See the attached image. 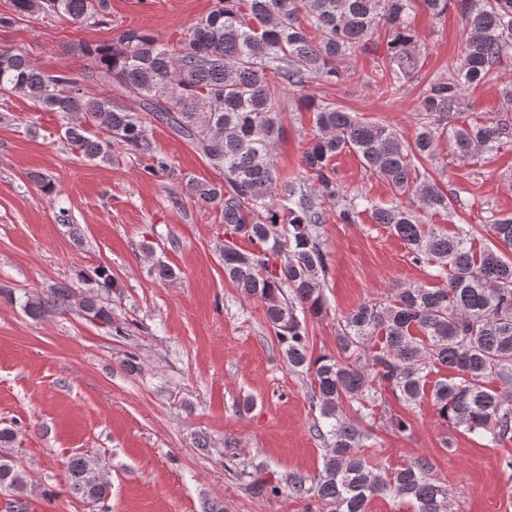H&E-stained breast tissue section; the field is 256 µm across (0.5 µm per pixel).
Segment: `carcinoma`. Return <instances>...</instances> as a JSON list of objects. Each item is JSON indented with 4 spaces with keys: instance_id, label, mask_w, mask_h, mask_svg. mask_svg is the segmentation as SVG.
Returning <instances> with one entry per match:
<instances>
[{
    "instance_id": "obj_1",
    "label": "carcinoma",
    "mask_w": 512,
    "mask_h": 512,
    "mask_svg": "<svg viewBox=\"0 0 512 512\" xmlns=\"http://www.w3.org/2000/svg\"><path fill=\"white\" fill-rule=\"evenodd\" d=\"M414 0H217L175 48L139 29L111 41L81 44L91 64L79 74L35 68L19 48L0 49V95H22L61 120L63 139L89 161L112 160L119 147L144 159L143 171L178 182L200 204H217L226 230L258 246L244 252L224 244V277L265 310L290 370L310 379V403L319 410L315 435L329 443L320 473L288 474L284 485L255 480V495L315 496L321 512H367L368 501L391 493L413 512H452L448 485L419 456L397 468L375 466L366 449L384 419L382 389L414 408L429 400L440 418L492 444L512 441V217L490 220L494 241L474 247L467 225L448 233L423 223L430 212L454 206L417 162L437 155L443 135L464 163L512 141V84L501 91L500 112L481 119L461 115L467 87L489 81L512 62V0H423L436 16L456 4L466 38L448 76L431 82L420 100V129L411 142L381 122L361 121L333 102L306 94L315 83L344 79L337 63L375 46L385 29L386 89L398 91L416 70V36L408 18ZM20 18L58 16L100 24L106 0H11ZM299 95L314 112L316 133L302 156V178L318 190L279 180L274 150L282 136L285 94ZM188 142L219 173L198 181L177 172L151 145L153 124ZM345 148L386 180L390 202L372 206L374 219L409 246L417 262L436 266L438 288L417 286L393 298L368 301L346 315L336 331V353L310 352L305 320L326 310L327 258L320 242L323 203L340 194L332 160ZM367 198L355 196L338 213L354 221ZM92 287L118 288L105 267ZM76 309L91 323L112 328V307L67 281L44 296H29L33 318ZM498 380L503 388L489 385ZM386 424L405 433L399 415ZM69 491L93 512L110 496L106 463L85 453L65 463ZM30 479L20 462L0 453V489L12 493L13 512H25Z\"/></svg>"
}]
</instances>
